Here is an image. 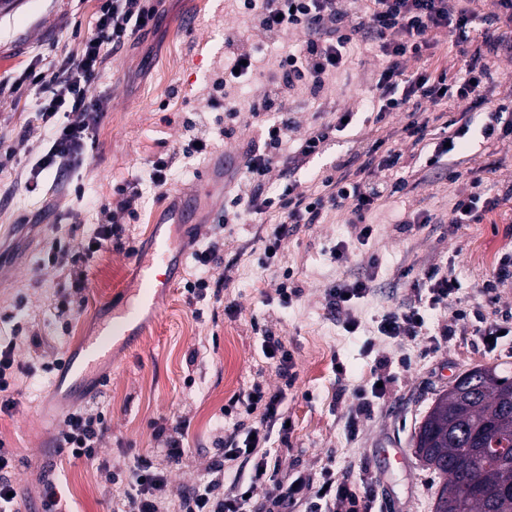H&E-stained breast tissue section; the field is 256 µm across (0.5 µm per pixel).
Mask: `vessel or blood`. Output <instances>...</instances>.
Wrapping results in <instances>:
<instances>
[{"label": "vessel or blood", "mask_w": 512, "mask_h": 512, "mask_svg": "<svg viewBox=\"0 0 512 512\" xmlns=\"http://www.w3.org/2000/svg\"><path fill=\"white\" fill-rule=\"evenodd\" d=\"M180 259V254L173 250L166 237L152 236L149 256L136 259L137 281L142 293L137 305L128 310L125 326L106 323L96 336L86 339L77 353L68 356L65 370L58 380L59 385L71 392H87L86 378L89 370L111 360L113 342L127 344L131 327L141 326L143 316L154 312L155 292L172 284L174 270Z\"/></svg>", "instance_id": "b4317fda"}]
</instances>
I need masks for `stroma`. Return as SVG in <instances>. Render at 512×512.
Here are the masks:
<instances>
[{"mask_svg": "<svg viewBox=\"0 0 512 512\" xmlns=\"http://www.w3.org/2000/svg\"><path fill=\"white\" fill-rule=\"evenodd\" d=\"M99 6V0H20L0 14V81L6 85L0 92V328L10 329V315H24L23 339L15 351L22 368L13 389L16 406L0 412V445L16 456L13 480L19 493L35 510L38 492L49 480L62 488L69 512L120 508L121 488H108L95 464L63 455L41 459L48 428L44 401L55 376L39 367L75 352L98 333L109 311L131 301L137 287L135 259L148 250L149 229L155 225L180 244L183 260L173 285L160 294L138 343L127 352L116 350L111 362L94 371L95 398L63 396L54 410L103 408L108 430L101 455L116 468L131 454L162 447L155 423L172 427L185 421L189 454L171 478L173 494H180L219 460L214 429L220 422L232 427L224 415L229 399L257 382L271 388L280 384L261 352V336L254 329L259 323L286 341L297 371L283 404L291 430L271 444L278 479L288 482L303 474L317 480L327 471L337 480L366 485L376 512H433L440 480L415 456V433L457 374L479 365L512 363V335L491 350L465 320L447 339L441 332L448 315L429 308L427 335L401 345L377 335L376 322L386 312L413 304L409 274L433 265L447 268L458 280L462 305L477 301V285L490 278L501 254L512 250V143L489 148L472 138L465 146L474 155L471 170L457 182L433 172L411 177L403 193L373 214L367 244L356 242L360 225L331 211L323 223L299 226L272 264H263L258 238L275 216L260 223H225L222 177L200 178L216 158H238L252 137L243 130L225 139L209 107L211 78L224 70V30L235 27L252 42L260 35L232 0H160L161 24L110 53L94 85L95 93L107 99L108 110L79 181L46 175L35 191H27L24 173L46 131L24 106L36 88L21 76L32 65L52 73L60 56H77ZM378 63L369 53L356 54L324 96H297L292 105L295 137L329 120L332 112L355 108L368 95L367 76ZM187 121L213 140L211 153L183 154ZM376 136L369 121L346 130L306 170L294 176L284 167L274 170L273 189H284L293 178L299 190H320L323 174ZM160 156L171 163V179L158 189L140 175ZM483 166L497 169L488 182L489 194L506 199L495 222L457 228L414 223V216L425 210L448 212L468 189L472 170ZM129 183L142 191L133 216L117 192L118 185ZM110 223L121 226V236L95 255L82 291H71L69 267L39 266L40 253L55 241L79 248L95 225ZM213 241L222 248L205 273L191 252ZM340 242L353 246L344 263L329 255ZM286 271L302 289L289 304L277 293ZM202 276L223 280L224 286L198 317L183 286ZM367 277L372 292L350 313L328 307L329 286ZM64 292L70 295V310L60 315L54 305ZM230 302L237 311L228 316L224 307ZM349 316L359 324L352 333L344 328ZM193 352L198 361L192 365L188 357ZM338 362L344 366L340 374L334 370ZM31 365L37 368L32 377L24 372ZM378 379L386 385L383 398L373 400L370 416H359L358 391Z\"/></svg>", "mask_w": 512, "mask_h": 512, "instance_id": "obj_1", "label": "stroma"}]
</instances>
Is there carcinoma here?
<instances>
[{
    "label": "carcinoma",
    "instance_id": "obj_1",
    "mask_svg": "<svg viewBox=\"0 0 512 512\" xmlns=\"http://www.w3.org/2000/svg\"><path fill=\"white\" fill-rule=\"evenodd\" d=\"M482 370L440 395L416 432V455L443 478L434 512H512V460L481 452L496 436L512 442V375Z\"/></svg>",
    "mask_w": 512,
    "mask_h": 512
}]
</instances>
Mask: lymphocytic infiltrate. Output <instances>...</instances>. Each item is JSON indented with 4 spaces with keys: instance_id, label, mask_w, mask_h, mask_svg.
Instances as JSON below:
<instances>
[{
    "instance_id": "lymphocytic-infiltrate-1",
    "label": "lymphocytic infiltrate",
    "mask_w": 512,
    "mask_h": 512,
    "mask_svg": "<svg viewBox=\"0 0 512 512\" xmlns=\"http://www.w3.org/2000/svg\"><path fill=\"white\" fill-rule=\"evenodd\" d=\"M479 0H237L239 13L251 16L265 38L295 32L301 45L280 56L275 72L266 83H258L255 47H242L241 34L226 28L224 46L228 60L224 76L218 79V95L211 103L224 112V135L233 137L240 130L255 131L237 167L243 188L224 212L228 224H247L252 217L272 214L277 218L271 231L261 237L263 250L279 252L299 224L321 223L325 213L335 210L347 214L349 223H365L396 194L404 192L409 180L422 166L447 171L449 181L460 178L463 163L458 140L464 138L474 122L473 114L485 103L484 83L491 79V58L512 56V0H495L496 18L501 25L494 36H478ZM159 10L152 0H103L91 33L79 57L62 58L52 75L29 71L37 86L34 106L49 136L37 152L26 181L36 189L44 173L73 178L96 143L97 130L108 109L105 98L94 95L93 87L102 72L109 50L120 49L145 30L157 26ZM451 38L459 49L461 66L456 75L447 70H428L430 49L442 37ZM481 47H474V40ZM371 43L381 64L371 70V112L375 123L393 124L392 135L377 137L357 155V169L340 163L325 175L322 192L303 193L288 185L270 194L265 184L279 166L301 170L321 155L338 132L357 119L356 112L337 113L318 124L296 147H289L293 123L288 113L291 92L302 91L319 98L328 81L343 69L363 43ZM248 85L254 92L248 110H241L235 91ZM459 113L447 117L448 108ZM471 192L457 197L446 217L457 228L475 224L497 212L500 197L485 194L483 178L471 181ZM118 226L98 225L89 244L74 252L55 245L44 253L43 266H70L81 271L93 259L96 247L117 236ZM416 292L429 303L450 310L453 318L474 317L477 336L499 339L503 323L512 321V310L500 313L499 320H488L482 306L457 308L453 299L460 284L443 267L434 266L413 281ZM426 329L419 307L382 315L376 326L378 335L394 340H413ZM237 403L252 415L253 423L242 438L217 440L223 455L211 464L190 491L180 500L181 512H248L249 498L258 488H269L274 506L287 508L305 504L306 512H372L370 492H356L332 474L321 480L297 476L282 484L275 479L265 447L273 433H286L288 427L281 410L282 390L253 385L237 396ZM56 442L60 454L74 460L98 463L115 481L112 465L102 458L100 442L107 430L103 412L85 407L70 409ZM183 424L173 428L157 426L163 436L160 455L134 454L123 469L126 485L122 512H164L171 500L170 474L188 454L183 443ZM253 457L248 477H229L225 462Z\"/></svg>"
}]
</instances>
